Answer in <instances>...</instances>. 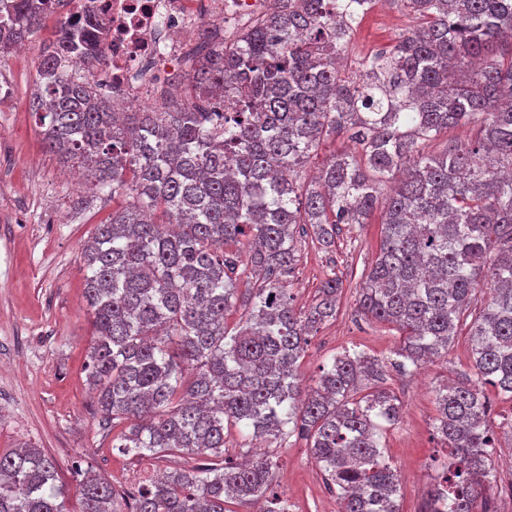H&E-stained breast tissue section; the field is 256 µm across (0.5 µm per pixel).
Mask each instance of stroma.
I'll list each match as a JSON object with an SVG mask.
<instances>
[{
    "instance_id": "obj_1",
    "label": "stroma",
    "mask_w": 512,
    "mask_h": 512,
    "mask_svg": "<svg viewBox=\"0 0 512 512\" xmlns=\"http://www.w3.org/2000/svg\"><path fill=\"white\" fill-rule=\"evenodd\" d=\"M415 24L413 15L379 0L361 20L351 41L349 61L378 53ZM56 30L44 21L39 39L23 52L0 60V79L12 94L0 101V454L24 444L42 448L58 469V480L75 489L72 470L90 461L118 493L135 491L159 475L199 465L194 456L162 458L123 455L112 447L114 432L99 411L84 366L91 340L84 300L83 243L112 214L111 198L86 211L76 202L89 187L72 190L74 170L46 151L39 122L29 103L39 83L42 40ZM381 213L366 224H343L335 246L324 249L310 235L299 237V261L291 282L296 305L310 304L328 274L344 283L334 319L320 328L300 360L304 385L320 366L345 349L385 358L399 341L398 331L367 319L357 305V288L380 247ZM444 361L399 375L386 372L382 384L398 399L402 419L385 430V453L401 484L402 512H426L433 488V461L442 457L433 436V389L466 366L467 325ZM272 480L290 512H338L330 488L306 442L291 436L278 449ZM496 479L484 492L495 512H512V439H500L493 456Z\"/></svg>"
}]
</instances>
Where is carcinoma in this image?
Returning a JSON list of instances; mask_svg holds the SVG:
<instances>
[{"label":"carcinoma","mask_w":512,"mask_h":512,"mask_svg":"<svg viewBox=\"0 0 512 512\" xmlns=\"http://www.w3.org/2000/svg\"><path fill=\"white\" fill-rule=\"evenodd\" d=\"M378 2L274 0L231 41L202 28L180 98L117 112L101 85L65 70L74 56L87 69L106 56L91 0H0V56L58 19L31 102L44 145L97 197H127L80 256L94 328L87 381L112 427L124 425L112 447L206 460L126 498L78 465L79 512H229L261 501V512H288L272 485L274 451L224 456L238 425L278 448L304 437L338 512H401L382 443L401 408L380 385L384 370L448 358L468 312L467 369L435 389L434 435L448 456L430 512H477L495 473V429L512 430L495 422L485 390L512 400V0H398L416 27L347 70L354 30ZM228 84L238 102L229 118ZM450 128L471 135L425 152ZM332 136L355 151L333 155L308 183L286 177ZM379 206L380 249L358 304L395 326L399 344L384 359L342 350L303 393L299 359L336 315L343 281L325 278L311 306L295 307L297 227L330 248L339 225L366 224ZM241 279L251 284L242 298ZM240 306L231 334L226 319ZM0 512H70L42 449L0 454Z\"/></svg>","instance_id":"obj_1"}]
</instances>
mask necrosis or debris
Segmentation results:
<instances>
[{
	"instance_id": "obj_1",
	"label": "necrosis or debris",
	"mask_w": 512,
	"mask_h": 512,
	"mask_svg": "<svg viewBox=\"0 0 512 512\" xmlns=\"http://www.w3.org/2000/svg\"><path fill=\"white\" fill-rule=\"evenodd\" d=\"M106 28V64L94 82L129 105L148 101L183 71L186 38L212 20L237 32L270 0H95Z\"/></svg>"
}]
</instances>
